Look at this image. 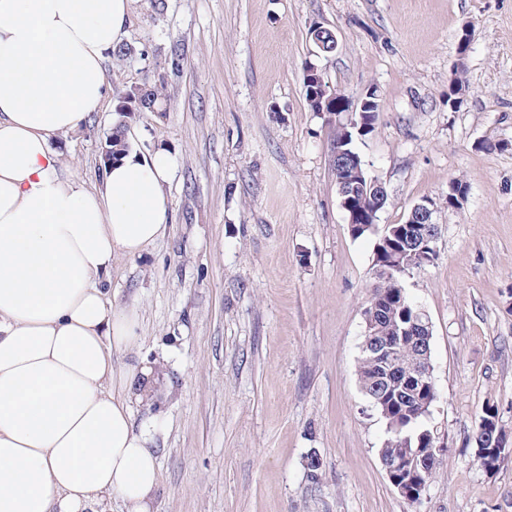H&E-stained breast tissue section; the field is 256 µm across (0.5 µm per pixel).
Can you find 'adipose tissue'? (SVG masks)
I'll list each match as a JSON object with an SVG mask.
<instances>
[{"label": "adipose tissue", "mask_w": 512, "mask_h": 512, "mask_svg": "<svg viewBox=\"0 0 512 512\" xmlns=\"http://www.w3.org/2000/svg\"><path fill=\"white\" fill-rule=\"evenodd\" d=\"M135 0H0V512H153L159 457L132 405L159 380L117 365L135 307L102 286L165 231L171 154L129 150L85 187L50 146L104 99Z\"/></svg>", "instance_id": "ef3b65f1"}]
</instances>
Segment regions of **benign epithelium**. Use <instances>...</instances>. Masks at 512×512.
<instances>
[{"label": "benign epithelium", "mask_w": 512, "mask_h": 512, "mask_svg": "<svg viewBox=\"0 0 512 512\" xmlns=\"http://www.w3.org/2000/svg\"><path fill=\"white\" fill-rule=\"evenodd\" d=\"M308 90L307 102L316 112H326L330 117H337L343 112L356 113L360 121L350 120L348 126L361 134L370 128L374 117L378 116L379 101L376 92L371 91L354 105L348 99L335 98L323 74L315 66L307 68L305 78ZM333 168L338 186L340 206L345 214L346 223L353 228L357 224H366L371 231L379 236L380 242L388 245L398 239L408 238L405 249L399 256L405 258L404 267L420 269L431 264L438 254L439 226L433 222L434 202L426 199L415 205L407 219L414 225L413 233L405 235L407 228L390 224H377V211L384 207L387 191L384 185L368 174L360 156L347 147L344 140L334 143ZM362 197L373 201V209L363 212L357 207ZM364 339L361 349L370 353L374 363L378 365V375L372 389L364 390L371 398V403L378 402L379 393L391 378L398 377L419 387L433 388L434 376L431 362L432 323L427 313L415 306L410 312L408 325L400 330V338L390 339L376 335L377 321L375 315L365 317ZM410 342L416 346L419 354L412 362L399 359L400 345ZM447 449L436 443L423 450H407L400 456L381 459L386 477L397 493L408 503L418 502L426 494L425 478L436 470Z\"/></svg>", "instance_id": "obj_1"}]
</instances>
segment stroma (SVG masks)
Segmentation results:
<instances>
[{
	"label": "stroma",
	"instance_id": "1",
	"mask_svg": "<svg viewBox=\"0 0 512 512\" xmlns=\"http://www.w3.org/2000/svg\"><path fill=\"white\" fill-rule=\"evenodd\" d=\"M123 42L109 97L50 145L98 187L115 94L162 87L163 111L127 135L140 155L170 152L171 222L108 284L111 302L137 304L125 361L162 370L132 405L159 448L157 512H512V457L490 474L472 454L485 405L512 434V0H138ZM309 65L352 103L379 95L357 149L388 193L380 223L436 204L438 257L404 286L432 322L425 425L447 454L414 505L385 475L386 423L358 380L374 241L345 222L336 123L306 101ZM456 178L468 193L452 208Z\"/></svg>",
	"mask_w": 512,
	"mask_h": 512
}]
</instances>
